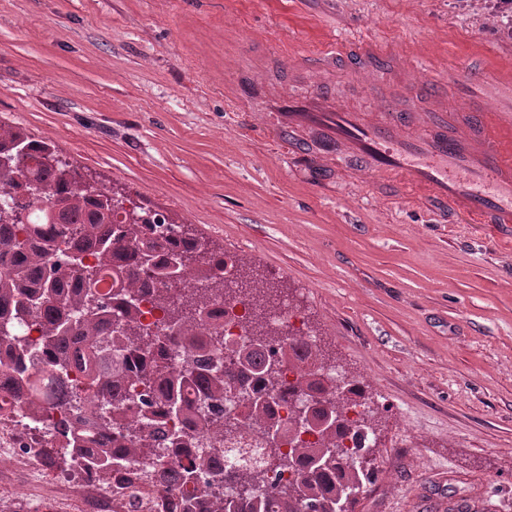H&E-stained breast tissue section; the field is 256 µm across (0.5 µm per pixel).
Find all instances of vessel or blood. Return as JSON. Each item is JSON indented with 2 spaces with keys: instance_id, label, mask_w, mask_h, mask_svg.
I'll return each instance as SVG.
<instances>
[{
  "instance_id": "1",
  "label": "vessel or blood",
  "mask_w": 512,
  "mask_h": 512,
  "mask_svg": "<svg viewBox=\"0 0 512 512\" xmlns=\"http://www.w3.org/2000/svg\"><path fill=\"white\" fill-rule=\"evenodd\" d=\"M339 60L361 79L395 82L396 97L383 101L373 117L335 106L322 94L284 97L281 135L316 137L318 149L306 153L315 167H326L341 150L358 160L359 178L398 175L406 191L425 190L448 222L512 230V112L474 106L459 112L448 104L461 85L502 80L499 68L469 66L419 78L392 51L364 39L347 52L333 47L292 57L293 64L317 75ZM408 97L423 99L428 111L400 112Z\"/></svg>"
}]
</instances>
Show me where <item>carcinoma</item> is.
Returning a JSON list of instances; mask_svg holds the SVG:
<instances>
[{
    "label": "carcinoma",
    "instance_id": "cac0c4a2",
    "mask_svg": "<svg viewBox=\"0 0 512 512\" xmlns=\"http://www.w3.org/2000/svg\"><path fill=\"white\" fill-rule=\"evenodd\" d=\"M27 147L17 154V145ZM50 146L19 130L0 126V153L13 156L11 167L0 169V200L12 199L19 187L16 176L25 175L32 199L16 211L0 209V261L13 269L8 281H0V336L10 338L0 350V393L15 396L36 410L49 413L63 408L66 415L56 426L57 444L42 453L45 461L78 475L82 468L107 473L133 468L144 478L145 493L166 499L190 486L214 499L212 512H238L242 500H250L262 512L274 499L276 512H336V505L374 478L361 466L357 454L338 447L349 423L351 394L359 386L331 387L324 402L337 427L310 444L300 438L289 455L269 441V428L277 423L273 404L251 401L247 425L262 439L265 453L261 466L241 463L224 473V489L204 472L194 448L205 445L202 426L214 423L211 414L241 379H262L269 392H278L283 360L266 352L273 328L257 321L245 337H259L262 345L249 355L248 367L218 374L224 362V333L197 332L202 314L224 285L220 254L179 225L182 246L170 247L171 239L154 235L142 220L148 215L135 206L122 209L118 223L104 212L108 192H89L68 164L45 163L38 157ZM53 198L58 211L51 215L37 201ZM91 257L92 263L73 266V258ZM195 271L197 285L171 287L166 271L174 261ZM112 279L114 302H103L96 284ZM166 285L157 299L165 312L162 325L177 329L165 339L140 322L135 291L140 283ZM39 325L36 343L25 336L29 319ZM296 369L307 387L315 384L325 357L319 349L308 352L288 343ZM99 401L94 430L83 419L84 388ZM136 406L139 426L127 420ZM181 422L171 429L164 418ZM293 469L296 483L283 489L260 486L258 471Z\"/></svg>",
    "mask_w": 512,
    "mask_h": 512
}]
</instances>
